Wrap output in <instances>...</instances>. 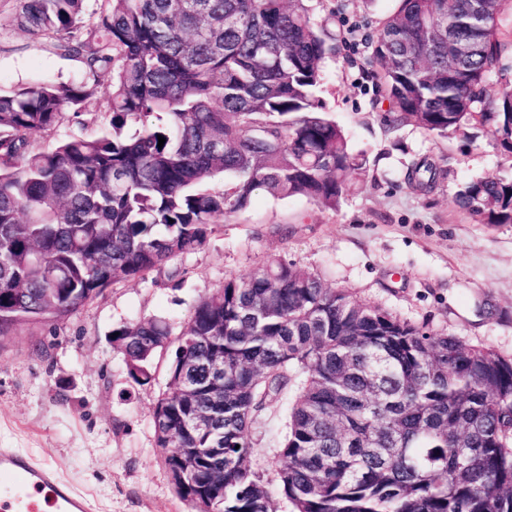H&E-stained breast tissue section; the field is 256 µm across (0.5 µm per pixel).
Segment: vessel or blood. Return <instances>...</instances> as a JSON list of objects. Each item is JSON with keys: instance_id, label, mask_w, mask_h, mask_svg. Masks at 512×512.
I'll list each match as a JSON object with an SVG mask.
<instances>
[{"instance_id": "1", "label": "vessel or blood", "mask_w": 512, "mask_h": 512, "mask_svg": "<svg viewBox=\"0 0 512 512\" xmlns=\"http://www.w3.org/2000/svg\"><path fill=\"white\" fill-rule=\"evenodd\" d=\"M82 497L16 448H0V512H86Z\"/></svg>"}]
</instances>
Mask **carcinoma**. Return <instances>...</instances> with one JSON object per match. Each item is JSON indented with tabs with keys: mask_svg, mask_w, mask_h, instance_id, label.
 <instances>
[{
	"mask_svg": "<svg viewBox=\"0 0 512 512\" xmlns=\"http://www.w3.org/2000/svg\"><path fill=\"white\" fill-rule=\"evenodd\" d=\"M85 2L19 0L12 19L80 71L0 86L3 337L201 249L215 218L259 194L334 210L367 172L318 95L336 30L308 0H101L90 23ZM483 2L478 24L474 0H398L382 21L371 63L389 128L469 140L481 126L512 154V88L484 89L512 53V0ZM105 77L98 134L33 145L85 125ZM443 174L421 160L406 179L427 194ZM455 204L512 224V176L468 182ZM114 331L129 377L148 383L170 325ZM168 377L155 446L194 505L276 512L251 428L292 387L278 475L294 512H512V356L401 321L294 263L272 257L201 297ZM98 125L90 124L85 127H81L78 124L74 122H65L61 127L58 129V131L55 134L52 135H43V134H37L33 136V140L35 142V145L42 148H50L54 145L56 139L63 137L66 134H70L71 132H80L82 131L86 135H91L98 131Z\"/></svg>",
	"mask_w": 512,
	"mask_h": 512,
	"instance_id": "cac0c4a2",
	"label": "carcinoma"
}]
</instances>
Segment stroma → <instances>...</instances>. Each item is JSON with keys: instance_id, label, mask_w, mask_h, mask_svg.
Listing matches in <instances>:
<instances>
[{"instance_id": "1", "label": "stroma", "mask_w": 512, "mask_h": 512, "mask_svg": "<svg viewBox=\"0 0 512 512\" xmlns=\"http://www.w3.org/2000/svg\"><path fill=\"white\" fill-rule=\"evenodd\" d=\"M317 22L339 40L324 65L320 96L370 168L360 187L326 210L303 197L257 196L225 219L201 250L146 279L121 282L59 322L19 327L0 341V448H18L57 470L87 498L89 512H195L174 491L155 446L152 410L167 387L170 355L135 384L112 330L126 321L167 320L180 333L199 298L279 256L333 288L401 320L512 355V224L489 226L459 211L458 187L512 175L484 128L472 142L383 123L388 104L370 75L373 39L394 0H313ZM18 0H0V84L78 71L52 40L11 27ZM356 27V37L346 34ZM427 157L449 169L428 194L405 182ZM494 310L482 314V307ZM287 395L266 403L251 429L253 464L277 505Z\"/></svg>"}]
</instances>
